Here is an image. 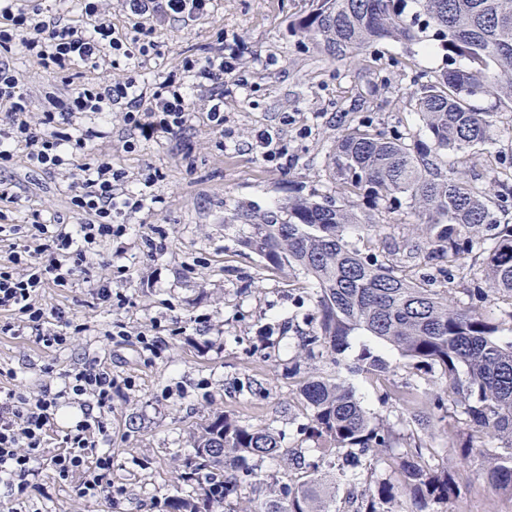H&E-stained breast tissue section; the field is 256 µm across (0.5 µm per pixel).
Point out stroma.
I'll return each instance as SVG.
<instances>
[{
	"label": "stroma",
	"instance_id": "stroma-1",
	"mask_svg": "<svg viewBox=\"0 0 512 512\" xmlns=\"http://www.w3.org/2000/svg\"><path fill=\"white\" fill-rule=\"evenodd\" d=\"M310 9V0H210L205 13L185 21L157 13L160 54L120 56L112 68L95 71L105 83L136 78L148 92L184 58L213 55L218 33L247 49L238 72L243 86L224 98L223 130L209 126L195 98L181 135H140L129 152L121 118L113 116L105 145L112 165L126 173L128 190L154 204L128 217V234L100 247L84 281L43 294L46 308L73 313L87 331L61 350L0 334L1 385L36 394L59 387L61 374L82 363L104 367L118 381L107 425L111 499L79 498L83 476L76 473L64 483L43 481L32 496L40 512H162L165 499L196 495V485L178 475L191 453L189 430L215 411L270 427L283 447L317 456L299 433L305 417L288 377L315 287L294 273L266 269L239 247L235 211H274L291 196L335 194L326 165L338 137L369 120L419 132L410 94L435 78L443 61L421 44L387 43L377 54L345 61L304 48L290 28ZM14 64L33 109L46 93L64 95L59 78L37 63L18 55ZM263 133L272 135L281 159L262 157L256 139ZM150 169L160 178L149 184ZM1 178L24 191L22 208L0 212L5 223H23L34 210L51 220L68 217L57 177L31 171L19 157L0 166ZM147 236L161 244L155 255L143 247ZM100 280L125 296L123 306L99 303L92 285ZM118 323L127 337H109ZM142 334L163 337L157 353L142 350ZM431 443L460 487L449 512H512V498L489 486L481 460H460L447 434L433 435Z\"/></svg>",
	"mask_w": 512,
	"mask_h": 512
}]
</instances>
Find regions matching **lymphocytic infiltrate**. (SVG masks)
<instances>
[{"label": "lymphocytic infiltrate", "mask_w": 512, "mask_h": 512, "mask_svg": "<svg viewBox=\"0 0 512 512\" xmlns=\"http://www.w3.org/2000/svg\"><path fill=\"white\" fill-rule=\"evenodd\" d=\"M109 0H80V12L44 14L37 0H5L0 7V164L23 154L33 169L61 178L74 225L33 219L26 225L0 224V241H13L7 263L0 264V333L32 336L48 347L69 345L83 332L64 308L46 309L39 298L45 288L71 286L85 273L100 244L126 235L127 215L149 208L146 195L126 192L125 172L115 169L109 154L96 148L101 133L88 128L71 136L60 125L73 124L89 112L111 116L120 108L127 130H162L176 134L190 119L185 76L199 79L204 88L207 120L224 127V95L239 68L240 42L222 44L219 51L197 60L184 59L152 94L140 90L136 79L117 86L89 81L82 69L103 70L114 56L148 57L158 53L153 27L139 24L134 34L116 30L107 16ZM25 55L67 86L65 97L50 96L48 109L29 108L23 83L14 66ZM83 164H74V156ZM50 260H42V253ZM60 390L44 389L28 395L0 389V487L7 490L15 512H32L31 491L43 476L64 481L76 472L84 479L76 494L86 499L111 496L105 478L112 469L110 449L100 442L112 412L117 386L111 373L98 367L76 366L65 371ZM84 407L83 420L69 429L62 452L47 455L48 430L62 406Z\"/></svg>", "instance_id": "obj_1"}]
</instances>
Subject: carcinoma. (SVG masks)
Returning a JSON list of instances; mask_svg holds the SVG:
<instances>
[{
	"mask_svg": "<svg viewBox=\"0 0 512 512\" xmlns=\"http://www.w3.org/2000/svg\"><path fill=\"white\" fill-rule=\"evenodd\" d=\"M292 30L300 44L332 58L388 42L437 50L445 67L411 96L427 137L363 122L347 129L329 156L328 177L340 197L293 196L278 213L237 211L240 247L316 286L299 356L322 367L303 375L296 364L292 375L309 416L302 431L320 461L282 447L269 427L215 412L192 432L193 455L179 475L198 492L169 499L166 512H236L233 503L265 491L271 497L255 512H391L401 494L414 502L413 512H429L454 498L458 484L434 462L424 436L432 427L454 431L457 409L473 429L456 441L462 459L483 457L488 484L512 496V336L503 335L512 333V224L497 215L512 197V181L493 169L481 185L468 177L494 144L498 111L512 112V0H312ZM450 151L457 155L451 169ZM402 199L417 217L408 252L352 241L353 230L373 223L372 211ZM440 275L448 287H437ZM454 289L468 301L452 298ZM491 292L496 318L484 306ZM354 336L389 345L400 359L368 344L352 359ZM350 374L401 405L397 420L406 434L366 411ZM428 375L439 389L423 401L419 381ZM275 458L287 469L269 480L263 469ZM360 467L393 469L399 485L358 487ZM344 482L342 511L336 486Z\"/></svg>",
	"mask_w": 512,
	"mask_h": 512,
	"instance_id": "cac0c4a2",
	"label": "carcinoma"
}]
</instances>
